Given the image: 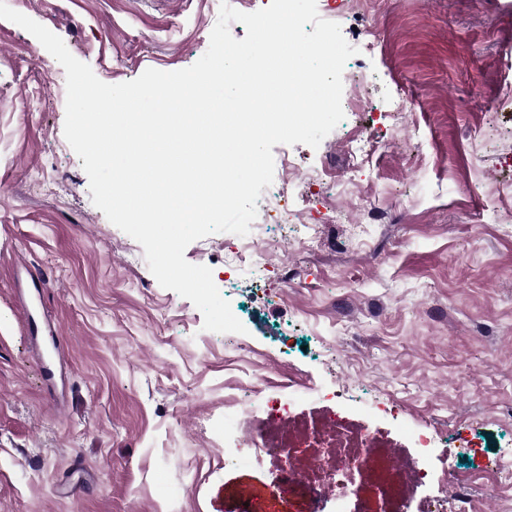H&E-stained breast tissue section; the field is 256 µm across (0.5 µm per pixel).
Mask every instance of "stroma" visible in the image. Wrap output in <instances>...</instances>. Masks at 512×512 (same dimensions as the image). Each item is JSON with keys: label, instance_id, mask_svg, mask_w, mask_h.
Instances as JSON below:
<instances>
[{"label": "stroma", "instance_id": "35a3bbf8", "mask_svg": "<svg viewBox=\"0 0 512 512\" xmlns=\"http://www.w3.org/2000/svg\"><path fill=\"white\" fill-rule=\"evenodd\" d=\"M222 1L6 0L108 84L194 64ZM373 21L383 39L348 67L364 82L343 84L372 111L318 148H272L261 265L225 264L241 244L228 232L185 251L246 327L227 338L94 206L63 133V67L0 19V512H235L242 490L269 489L289 464L257 452L240 468L212 439L225 397L259 377L343 391L351 424L379 430L402 461V425L427 422L458 474L512 462V109L487 107L512 82V0H380ZM359 138L391 150L366 163ZM318 169L401 201L400 214L361 225L342 203L322 223L307 182ZM36 298L64 344L60 404L28 334ZM369 395L403 419L364 416Z\"/></svg>", "mask_w": 512, "mask_h": 512}]
</instances>
